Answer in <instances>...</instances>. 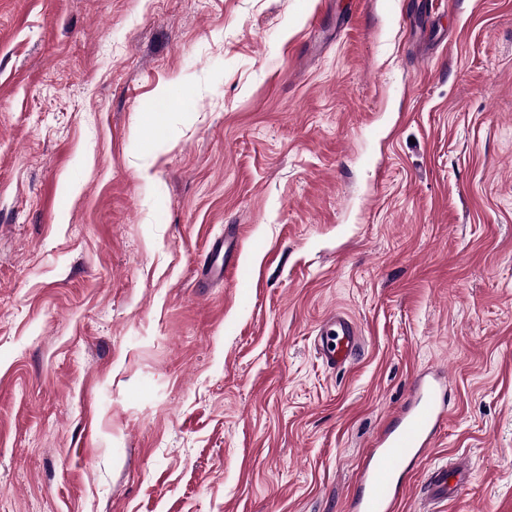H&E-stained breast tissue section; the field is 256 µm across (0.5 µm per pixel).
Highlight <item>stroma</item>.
I'll list each match as a JSON object with an SVG mask.
<instances>
[{"label":"stroma","mask_w":512,"mask_h":512,"mask_svg":"<svg viewBox=\"0 0 512 512\" xmlns=\"http://www.w3.org/2000/svg\"><path fill=\"white\" fill-rule=\"evenodd\" d=\"M434 369L512 512V0H0V512H351ZM317 354L332 370H341L354 360L359 337L352 323L339 313L328 315L319 328Z\"/></svg>","instance_id":"obj_1"}]
</instances>
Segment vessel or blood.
Wrapping results in <instances>:
<instances>
[{"label":"vessel or blood","mask_w":512,"mask_h":512,"mask_svg":"<svg viewBox=\"0 0 512 512\" xmlns=\"http://www.w3.org/2000/svg\"><path fill=\"white\" fill-rule=\"evenodd\" d=\"M359 337L343 315H328L319 328L317 353L323 364L341 370L354 360ZM448 378L444 372L415 378L410 397L393 424L374 442L355 474L354 512H399L409 492L403 475L433 447L435 436L448 417ZM470 481L466 463L430 467L418 490L425 512H437L439 504L459 499Z\"/></svg>","instance_id":"vessel-or-blood-1"}]
</instances>
